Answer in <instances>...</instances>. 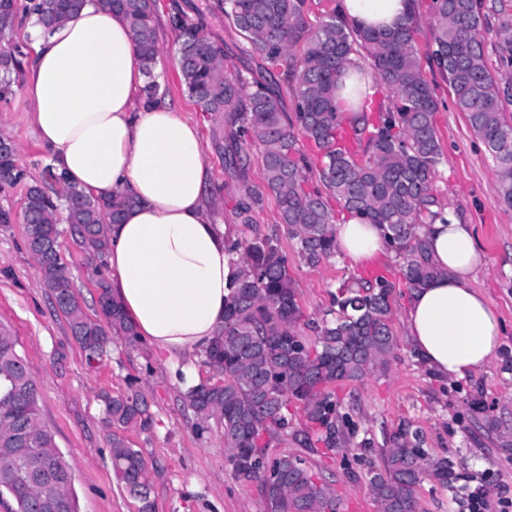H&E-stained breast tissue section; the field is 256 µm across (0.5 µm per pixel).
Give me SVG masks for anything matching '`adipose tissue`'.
I'll use <instances>...</instances> for the list:
<instances>
[{
	"label": "adipose tissue",
	"instance_id": "adipose-tissue-1",
	"mask_svg": "<svg viewBox=\"0 0 512 512\" xmlns=\"http://www.w3.org/2000/svg\"><path fill=\"white\" fill-rule=\"evenodd\" d=\"M342 16L393 31L415 13L414 0H337ZM25 94L39 142L67 184L131 198L107 227L109 287L140 339L176 356L205 352L224 325L235 269L230 227L208 195L211 169L199 129L166 102L146 103L135 38L106 0L43 30L26 29ZM441 274L413 291L405 332L437 374L460 378L497 358L502 319L475 287L485 255L455 215L426 229ZM337 248L353 262L372 260L382 230L352 218L336 227Z\"/></svg>",
	"mask_w": 512,
	"mask_h": 512
}]
</instances>
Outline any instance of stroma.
<instances>
[{"label": "stroma", "mask_w": 512, "mask_h": 512, "mask_svg": "<svg viewBox=\"0 0 512 512\" xmlns=\"http://www.w3.org/2000/svg\"><path fill=\"white\" fill-rule=\"evenodd\" d=\"M219 2L156 0L160 54L152 77L164 90L165 101L197 124L211 167L214 198L222 219L233 225L235 239L248 240L258 233L277 236L291 263L297 302L307 320L317 321L329 308L332 292L349 276L361 274V267L340 254L315 266L306 264L294 241L276 224L273 196H265L254 223H239L237 199L247 189L264 184L262 148H250L243 168L226 169L229 123L200 111L182 89L175 36L166 24L176 8L190 15L204 14L209 34L224 44L228 69L256 71L262 64L260 58L246 54V40L225 21ZM22 89V83H15L0 100V134L15 142L20 165L30 166L35 159L49 162V152L34 134L31 104ZM437 94L443 105L435 115V127L444 161L435 186L450 208L474 227L486 256L475 286L500 312L506 336L498 358L481 372L462 379L438 377L418 358L406 336L403 316L408 293L399 285L393 252L376 257V265L384 267L398 285L393 302L397 347L387 366L363 381L338 386L341 410L357 422L358 431L347 450L331 459L314 460L340 501L365 502L369 512H379L369 489L370 470L379 463V448L402 423L422 432L428 458L455 462L456 472L465 476V491L478 487L494 493L504 487L512 491V209L499 204L500 170L482 142L472 136L446 82H439ZM26 191L23 183H0V210L11 216L10 223L0 224V327L16 337L17 350L35 378L42 418L72 467L80 512H136L135 501L113 476L109 438L102 425L103 395L125 392L133 380L148 395L154 425L148 431L126 430L124 437L153 466L155 512H264L258 488L235 479L220 427L213 423L206 431H197L193 412L182 402L177 379L181 370L191 368L200 378L208 376L201 354L173 358L148 342L131 348L118 339L100 364H86L28 251L22 223ZM60 242L72 285L87 315L98 318L94 284L98 271L105 268L104 259L83 252L69 234H62Z\"/></svg>", "instance_id": "1"}]
</instances>
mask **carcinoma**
<instances>
[{"mask_svg": "<svg viewBox=\"0 0 512 512\" xmlns=\"http://www.w3.org/2000/svg\"><path fill=\"white\" fill-rule=\"evenodd\" d=\"M29 11L50 30L76 13L83 0H31ZM308 0H224V18L246 37L247 52L258 56L264 70L282 78L291 90L294 112L284 111L278 86L245 71H228L224 45L213 40L201 21L176 9L167 25L178 43V66L185 91L203 112L229 115L234 130L224 153L225 165H245V152L263 146L265 189L275 198L277 218L298 253L309 265L336 255V220L328 199L343 211L379 225L402 260L403 286L412 291L439 270L426 252L424 225L444 219L448 203L434 182L443 156L434 125L439 111L435 88L424 76L416 49L420 20L416 17L396 31L349 26L331 10L317 26L307 19ZM132 29L146 71L160 53L155 0H108ZM15 3L0 5V34L12 32ZM432 74L450 85L453 102L466 114L473 134L496 160L502 176L499 201L512 208V123L505 105L512 96V76L494 77L486 65L484 0H432L429 22ZM502 53L512 62V17L499 26ZM17 49L0 52V97L21 72ZM370 77L369 88L385 86L387 100H362L351 113L337 102L338 81L357 65ZM349 129L355 150L336 148V137ZM313 143L318 165L304 152L302 141ZM28 177L17 163V151L0 153V182L18 184ZM67 223L78 229L75 241L83 250L105 253V221H121L132 199L98 196L66 188ZM263 194L247 191L237 201L243 224L254 223ZM41 219L31 228L27 247L51 295L56 311L68 322L74 340L90 365L99 364L120 337L138 344L132 325L112 299L110 288L97 299L101 318L88 317L73 288L68 268L57 250L61 231L57 205L39 184L27 188L23 216ZM240 254L224 309V327L203 354L210 376L183 393L193 411L196 428L216 419L224 435L228 462L237 480L256 486L267 512H338L332 485L313 469L311 456L329 457L350 447L356 426L340 413L336 387L361 381L386 363L396 347L391 328L394 283L379 276H359L332 295L327 318L313 325L309 339L300 333L303 313L297 302L288 256L276 238L256 235L233 242ZM40 394L16 340L0 330V439L20 433L34 435L38 447L61 461L56 494L79 512L70 463L56 447L41 419ZM103 423L110 430L112 472L138 512H154L148 465L130 447L122 432L148 431L154 417L144 389L128 384L123 394L103 396ZM304 411L306 428H296L290 407ZM291 436L300 450L275 453ZM418 430L399 427L380 449L381 467L373 471L370 489L380 512H416L417 487L430 472L448 489L457 491L461 476L446 457L428 462ZM26 457L0 460V496L16 503V512H37L42 484Z\"/></svg>", "mask_w": 512, "mask_h": 512, "instance_id": "cac0c4a2", "label": "carcinoma"}]
</instances>
